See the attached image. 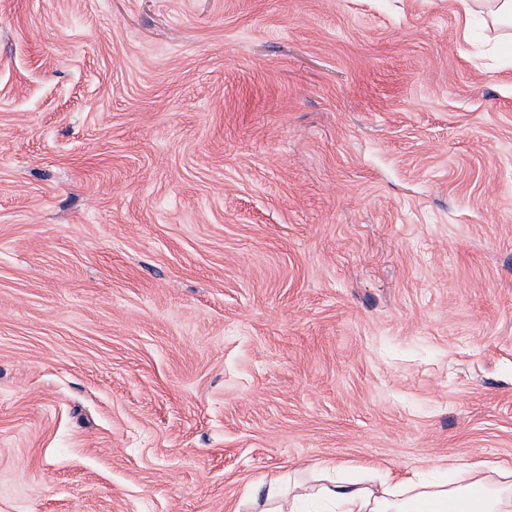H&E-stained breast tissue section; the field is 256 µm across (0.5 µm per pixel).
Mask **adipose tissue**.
Wrapping results in <instances>:
<instances>
[{"mask_svg":"<svg viewBox=\"0 0 512 512\" xmlns=\"http://www.w3.org/2000/svg\"><path fill=\"white\" fill-rule=\"evenodd\" d=\"M319 483L285 496L279 480L262 483L259 512H300L314 501L321 512H512V467L483 462L451 465L449 479L426 482L411 476L389 485L339 478L340 464L319 462Z\"/></svg>","mask_w":512,"mask_h":512,"instance_id":"ef3b65f1","label":"adipose tissue"}]
</instances>
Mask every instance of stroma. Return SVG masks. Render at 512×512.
<instances>
[{
	"mask_svg": "<svg viewBox=\"0 0 512 512\" xmlns=\"http://www.w3.org/2000/svg\"><path fill=\"white\" fill-rule=\"evenodd\" d=\"M508 42L454 0H0V512L512 464Z\"/></svg>",
	"mask_w": 512,
	"mask_h": 512,
	"instance_id": "stroma-1",
	"label": "stroma"
}]
</instances>
